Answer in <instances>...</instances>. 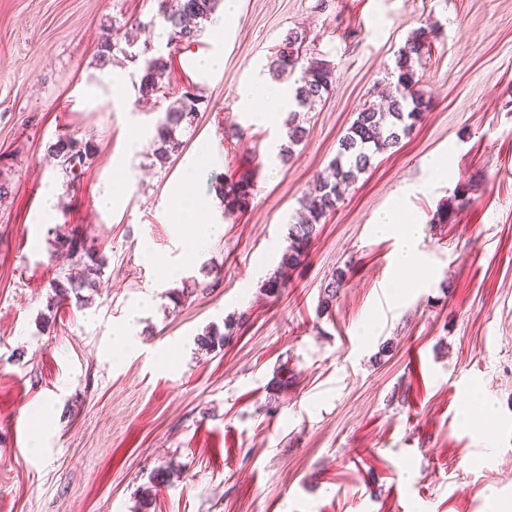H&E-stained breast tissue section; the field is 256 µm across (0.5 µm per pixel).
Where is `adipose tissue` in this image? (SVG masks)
I'll list each match as a JSON object with an SVG mask.
<instances>
[{
    "label": "adipose tissue",
    "instance_id": "adipose-tissue-1",
    "mask_svg": "<svg viewBox=\"0 0 512 512\" xmlns=\"http://www.w3.org/2000/svg\"><path fill=\"white\" fill-rule=\"evenodd\" d=\"M237 97L239 105L245 111L255 114L264 123L282 121L288 111V96L285 91L261 80L240 86ZM210 162V157L205 154L191 157L182 181L172 192L173 222L182 246V254L186 257L200 253L205 242L217 239L224 232L223 225L201 222V215L210 211L211 204L193 190L197 171ZM190 224L197 227L195 235L192 236L185 232L186 226ZM375 230L380 235H398L394 279L398 282L403 281L408 270L421 261L418 250V226L406 223L400 212L392 209L379 216Z\"/></svg>",
    "mask_w": 512,
    "mask_h": 512
}]
</instances>
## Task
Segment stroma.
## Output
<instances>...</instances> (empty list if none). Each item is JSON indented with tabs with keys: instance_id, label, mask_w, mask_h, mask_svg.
I'll list each match as a JSON object with an SVG mask.
<instances>
[{
	"instance_id": "obj_1",
	"label": "stroma",
	"mask_w": 512,
	"mask_h": 512,
	"mask_svg": "<svg viewBox=\"0 0 512 512\" xmlns=\"http://www.w3.org/2000/svg\"><path fill=\"white\" fill-rule=\"evenodd\" d=\"M159 0H0V512H495L512 501V0H239L192 43L170 42ZM169 57L166 94L139 102L136 64L100 67L105 38L133 21ZM432 29L417 64L431 106L344 193L279 296L300 200L339 140L391 80L399 50ZM328 60L335 82L301 110L306 134L281 161L285 124L237 104L269 78L288 31ZM220 64L201 69L199 58ZM204 101L181 155L152 164L155 125L185 90ZM96 152L76 179L47 155L58 136ZM289 144V143H288ZM212 161L195 191L251 177L248 208L179 259L168 206L187 157ZM446 163L431 179L430 160ZM124 192L109 208L116 178ZM451 221L438 215L457 190ZM399 206L419 225L423 267L391 282L395 237L375 233ZM59 231L104 254L96 288L54 301L68 262ZM180 260L176 277L143 261ZM346 283L330 312L333 273ZM185 299H178V292ZM242 326L222 349L206 328ZM181 354L160 366L165 349ZM289 378L286 390L271 382ZM487 405L482 427L463 412ZM47 408L36 436L27 411ZM168 483H151L162 464Z\"/></svg>"
}]
</instances>
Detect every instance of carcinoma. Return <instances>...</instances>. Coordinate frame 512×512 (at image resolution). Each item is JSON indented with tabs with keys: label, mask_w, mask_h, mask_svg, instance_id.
<instances>
[{
	"label": "carcinoma",
	"mask_w": 512,
	"mask_h": 512,
	"mask_svg": "<svg viewBox=\"0 0 512 512\" xmlns=\"http://www.w3.org/2000/svg\"><path fill=\"white\" fill-rule=\"evenodd\" d=\"M220 0H159V17L168 30L169 40L190 43L196 40L201 25L212 19ZM433 38L432 30L420 28L414 31L396 57L394 91L384 108L372 105L363 107L340 140L336 158L330 164L331 175L320 176L316 180L315 195L306 196L302 201L303 212L289 232L290 245L283 254L282 264L295 267L304 259L311 240L317 234V226L328 215L336 211L341 199V190L352 185L358 175L372 166L374 156L384 150L397 146L401 139L410 134L417 120L422 117L430 105L427 93L418 89L419 79L414 68L420 60L426 46ZM126 47L106 39L100 44L98 60L106 67L118 51L131 62L143 60L139 68L138 91L148 97L162 91L164 79L170 67L169 60L162 55L150 53V46L143 44L139 51L133 50L136 36L124 32ZM306 36L290 32L277 46L269 71L276 76L292 75L300 71L294 80L293 102L299 108H305L322 101L329 93L335 73L330 62L302 54V45ZM201 98L187 90L176 98L165 110L155 127L152 165L165 167L172 157L182 153L183 141L177 132L184 123L192 124L198 115ZM297 111H288V139L292 144L299 143L305 129L295 123ZM48 151L57 161L62 171L77 178L94 155L93 145L70 136H60L48 147ZM252 183L238 180L227 186H219L218 193L224 198V210L232 212L243 210L249 204ZM57 250L74 260L71 271L64 279L55 280L51 288L55 292V301L60 303L84 288L96 287L94 276L101 273L105 265L103 255L96 253L92 246L75 234L62 232L55 236ZM345 284V273L332 274L323 289L322 311H328L336 305L341 289ZM232 332H219L215 328L197 336L198 346L206 351L224 347V342Z\"/></svg>",
	"instance_id": "carcinoma-1"
}]
</instances>
